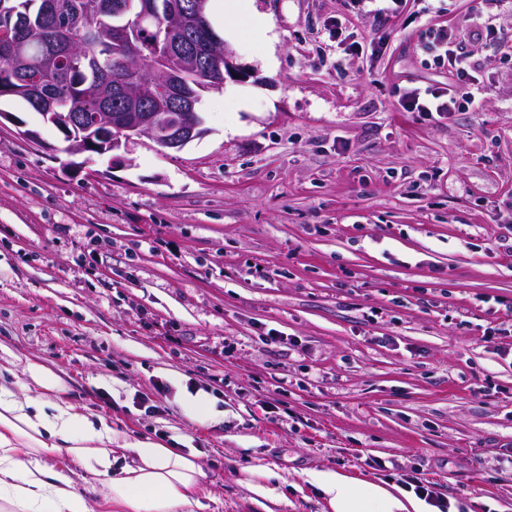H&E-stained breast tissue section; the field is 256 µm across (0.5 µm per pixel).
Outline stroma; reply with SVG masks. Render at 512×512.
Returning <instances> with one entry per match:
<instances>
[{
	"instance_id": "1",
	"label": "stroma",
	"mask_w": 512,
	"mask_h": 512,
	"mask_svg": "<svg viewBox=\"0 0 512 512\" xmlns=\"http://www.w3.org/2000/svg\"><path fill=\"white\" fill-rule=\"evenodd\" d=\"M254 6L272 41H228L251 76L204 93L207 133L182 150L144 138L76 167L55 128L11 105L7 386L22 393L38 362L89 416L199 451L205 512H263L255 465L286 480L275 512H324L319 469L393 484L417 469L450 512H512V52L480 34L490 20L512 35V9ZM425 23L461 27L479 109H401L459 85L422 51Z\"/></svg>"
}]
</instances>
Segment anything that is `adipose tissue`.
I'll use <instances>...</instances> for the list:
<instances>
[{
  "label": "adipose tissue",
  "mask_w": 512,
  "mask_h": 512,
  "mask_svg": "<svg viewBox=\"0 0 512 512\" xmlns=\"http://www.w3.org/2000/svg\"><path fill=\"white\" fill-rule=\"evenodd\" d=\"M215 24L230 22L242 45L264 44L270 28L252 0H209ZM25 395L0 385V512H94L90 496L113 512H201L207 473L195 452L131 439L105 419L91 420L56 401L60 379L26 363ZM65 457L90 475L88 493L53 467ZM328 512H426V503L394 484L325 469L311 472Z\"/></svg>",
  "instance_id": "1"
}]
</instances>
